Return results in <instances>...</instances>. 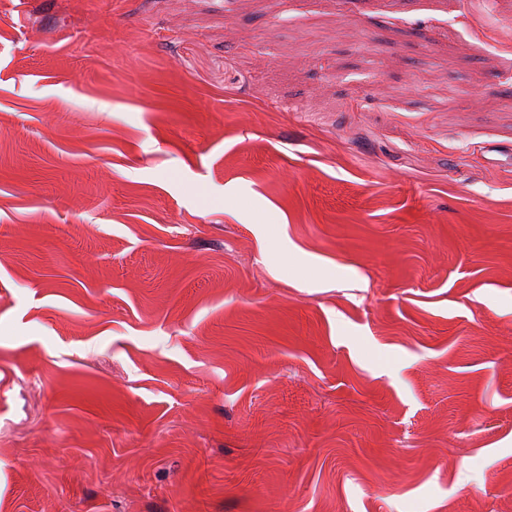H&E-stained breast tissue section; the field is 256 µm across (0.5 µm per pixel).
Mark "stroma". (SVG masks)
<instances>
[{
    "label": "stroma",
    "instance_id": "obj_1",
    "mask_svg": "<svg viewBox=\"0 0 512 512\" xmlns=\"http://www.w3.org/2000/svg\"><path fill=\"white\" fill-rule=\"evenodd\" d=\"M512 0H0V512H512Z\"/></svg>",
    "mask_w": 512,
    "mask_h": 512
}]
</instances>
